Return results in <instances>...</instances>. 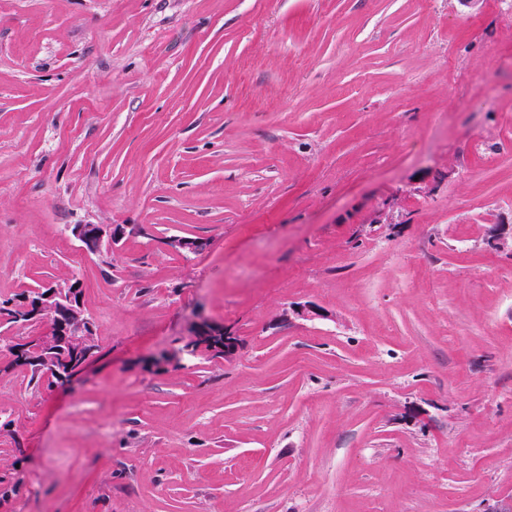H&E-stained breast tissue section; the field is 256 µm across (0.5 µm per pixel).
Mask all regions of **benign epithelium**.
I'll use <instances>...</instances> for the list:
<instances>
[{"mask_svg": "<svg viewBox=\"0 0 512 512\" xmlns=\"http://www.w3.org/2000/svg\"><path fill=\"white\" fill-rule=\"evenodd\" d=\"M73 235L94 251L99 250L104 243H113L125 234V226L111 224H76L72 229ZM168 244L180 251L196 253L203 248V244L187 237H175ZM51 314L50 326L32 339V343L19 347L17 357L22 362H32L46 373H55V386L61 387L83 370L95 358V348L88 341L81 346L73 356H68L62 349L61 337L87 336L91 325L82 306L79 289H60L48 286L31 296L24 305L17 308V316H25L31 321L40 320L43 315ZM223 339L224 355L232 354L238 344V338L224 326L214 323H200L195 325L188 341H204L214 338Z\"/></svg>", "mask_w": 512, "mask_h": 512, "instance_id": "1", "label": "benign epithelium"}]
</instances>
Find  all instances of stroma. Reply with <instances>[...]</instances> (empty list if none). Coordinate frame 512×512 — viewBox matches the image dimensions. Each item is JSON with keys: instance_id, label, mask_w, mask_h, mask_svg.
<instances>
[{"instance_id": "1", "label": "stroma", "mask_w": 512, "mask_h": 512, "mask_svg": "<svg viewBox=\"0 0 512 512\" xmlns=\"http://www.w3.org/2000/svg\"><path fill=\"white\" fill-rule=\"evenodd\" d=\"M510 15L0 0V299L99 346L37 388L0 323V512H512ZM72 233L85 246L88 244L93 251H98L105 242L114 243L119 240L125 234V226L122 224H111L109 226L76 224L72 229ZM75 283L78 284L79 282L75 280L48 286L45 290H40L33 296L31 295L35 291H31V297L27 299L23 306H20L22 304L20 303L21 300H19V303L14 302L13 299L0 301V317L8 316L10 322L21 326L31 325L30 321L41 320L45 313L51 314L49 328L30 340L29 342H32V344L26 343L16 351V357H19L20 361L32 363L23 364L17 359L13 360L14 364L29 366L32 372L31 381L35 378L38 382L44 381L47 388H52V382H46L43 376L44 373L39 371L38 368L46 372L48 376L51 372H54L57 378L55 386L61 387L70 383L95 358V348L96 352L98 349V345L94 343V336H92L93 343L87 340L72 357H69L66 351L61 348L63 345L61 336H91L88 331L91 329V325L82 306L79 288L73 286L70 289H60ZM16 307L17 316H25L30 321L19 319L15 314ZM92 344L95 348L92 347ZM64 365H67V368ZM189 338L186 342H196V341H204V340H214V338H223L224 348L223 350L215 348L213 351L216 352L215 355H223L228 356L231 355L238 344L237 336H234L230 331L224 328L223 325H218L214 323H200L196 324L187 335ZM199 342L195 344V347L192 352L188 353V355L197 354L198 347L202 348L204 344H200Z\"/></svg>"}]
</instances>
